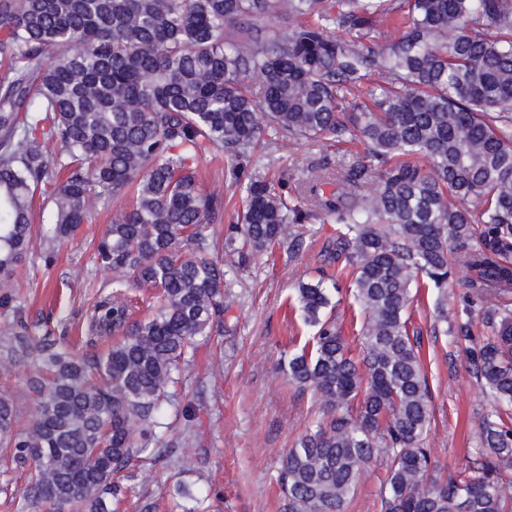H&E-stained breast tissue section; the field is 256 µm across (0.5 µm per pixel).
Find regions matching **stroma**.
Masks as SVG:
<instances>
[{
	"label": "stroma",
	"mask_w": 512,
	"mask_h": 512,
	"mask_svg": "<svg viewBox=\"0 0 512 512\" xmlns=\"http://www.w3.org/2000/svg\"><path fill=\"white\" fill-rule=\"evenodd\" d=\"M365 146L357 140H321L300 145L273 143L263 136L256 155L265 157L264 173L285 178L296 188L312 165L350 164ZM231 156L198 166L206 191L221 193L224 210L213 226L226 237L243 212L245 189ZM123 203L94 209L78 234L50 242L52 223L41 217L38 235L12 279L11 307L0 306V343L17 317L33 336L74 343L99 298L112 290V278L94 258L96 242ZM314 242L296 252L276 251L233 275L225 298L224 335L199 342L181 370V395L165 410L152 447L161 457L134 461L120 482V512H288L279 483L282 455L321 415L312 394L299 393L280 369L296 340L309 333L291 302L299 281H318L329 265L321 254L333 234L330 224H315ZM469 273L455 268L446 290L452 315L447 332L432 330L436 290L419 288L409 312L421 333V355L432 394V425L426 440L434 459L454 471L479 444V423L488 410L468 349L483 340L480 306L465 307ZM471 334L462 337L461 326ZM32 360L0 370V394L13 403L19 423L33 410L27 381Z\"/></svg>",
	"instance_id": "stroma-1"
}]
</instances>
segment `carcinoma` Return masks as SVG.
Here are the masks:
<instances>
[{"instance_id": "carcinoma-1", "label": "carcinoma", "mask_w": 512, "mask_h": 512, "mask_svg": "<svg viewBox=\"0 0 512 512\" xmlns=\"http://www.w3.org/2000/svg\"><path fill=\"white\" fill-rule=\"evenodd\" d=\"M283 14L298 19L288 32L253 35ZM0 53V288L39 202L64 241L97 205L135 197L97 245L114 291L86 342L112 346L72 351L21 320L4 346L35 361L26 427L0 396V443L28 472L21 512H114L115 477L150 451L180 364L224 332L226 273L302 246L317 222L336 224L323 249L350 280L363 356L326 314L323 282H300L314 334L285 371L322 416L282 456L290 512H345L375 462L381 512H512V309L499 304L512 291V0H0ZM268 127L367 150L318 166L292 201L253 174L220 245L208 228L224 199L202 192L198 164L250 157ZM459 265L490 329L469 355L491 409L480 447L444 477L407 310L414 283L441 291ZM146 294L152 313L136 319Z\"/></svg>"}]
</instances>
